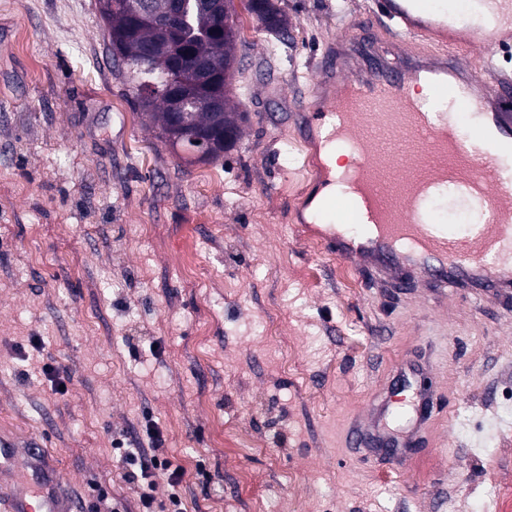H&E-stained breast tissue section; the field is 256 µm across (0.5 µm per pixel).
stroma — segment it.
I'll return each mask as SVG.
<instances>
[{
  "mask_svg": "<svg viewBox=\"0 0 512 512\" xmlns=\"http://www.w3.org/2000/svg\"><path fill=\"white\" fill-rule=\"evenodd\" d=\"M272 37L236 0L231 81L247 120L185 164L126 96L97 0H0V429L46 439L75 512H137L116 440L146 422L185 512H495L512 486V294H404L301 240L317 186L294 111L321 50L374 0H281ZM194 261L195 277L184 272ZM441 416L390 469L345 445L400 364ZM68 370L58 392L44 364ZM253 448L225 447V431Z\"/></svg>",
  "mask_w": 512,
  "mask_h": 512,
  "instance_id": "1",
  "label": "stroma"
}]
</instances>
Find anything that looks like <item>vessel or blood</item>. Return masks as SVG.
Instances as JSON below:
<instances>
[{
  "label": "vessel or blood",
  "mask_w": 512,
  "mask_h": 512,
  "mask_svg": "<svg viewBox=\"0 0 512 512\" xmlns=\"http://www.w3.org/2000/svg\"><path fill=\"white\" fill-rule=\"evenodd\" d=\"M379 14L400 51L364 52L363 19L326 45L318 77L299 118L310 147L330 141L347 153L346 174L312 159L314 179L355 177V229L301 220V239L353 271L372 268L401 288L512 290V76L489 77L474 49L512 50V0H379ZM454 186L486 221L438 224L434 205ZM419 372L400 374L414 388L420 415L431 418ZM43 440L0 434V479L25 465L32 485L0 482V512H71Z\"/></svg>",
  "instance_id": "1"
}]
</instances>
